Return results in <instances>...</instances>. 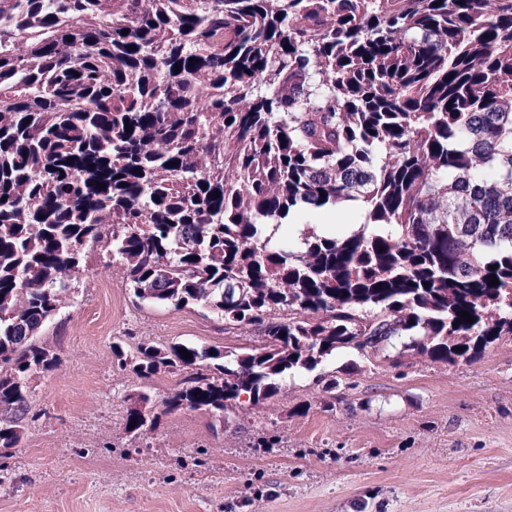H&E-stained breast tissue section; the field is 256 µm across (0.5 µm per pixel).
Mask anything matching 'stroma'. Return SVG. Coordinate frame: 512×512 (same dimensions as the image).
I'll return each instance as SVG.
<instances>
[{"mask_svg":"<svg viewBox=\"0 0 512 512\" xmlns=\"http://www.w3.org/2000/svg\"><path fill=\"white\" fill-rule=\"evenodd\" d=\"M360 220L340 205L290 233ZM69 283L39 334L60 361L30 380L34 418L0 468V512H512V336L472 362L412 352L396 366L340 349L272 397L233 404L220 428L199 410L165 412L180 372L139 377L112 345L231 351L258 345L253 331H224L200 306L134 305L123 263L98 252ZM324 373L341 378L335 394ZM144 389L156 421L132 435Z\"/></svg>","mask_w":512,"mask_h":512,"instance_id":"1","label":"stroma"}]
</instances>
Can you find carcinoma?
I'll return each instance as SVG.
<instances>
[{"mask_svg": "<svg viewBox=\"0 0 512 512\" xmlns=\"http://www.w3.org/2000/svg\"><path fill=\"white\" fill-rule=\"evenodd\" d=\"M348 202L345 235L280 233ZM102 242L135 303L263 338L113 343L144 378L188 371L167 412L222 424L338 349L382 350L368 323L399 359L476 360L512 336V0H0L1 458L59 362L37 335L63 273Z\"/></svg>", "mask_w": 512, "mask_h": 512, "instance_id": "1", "label": "carcinoma"}]
</instances>
